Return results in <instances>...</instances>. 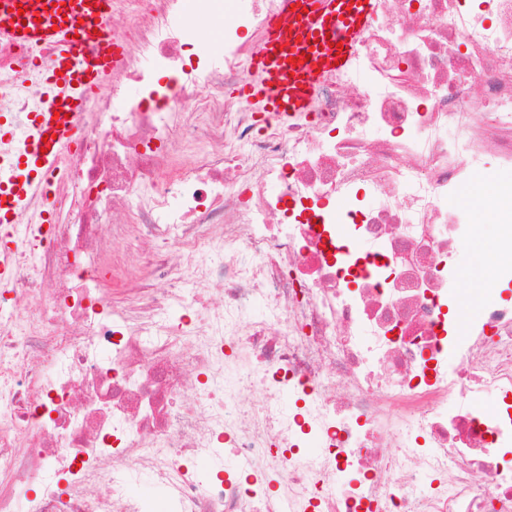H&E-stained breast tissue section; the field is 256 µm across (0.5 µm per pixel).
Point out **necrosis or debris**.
<instances>
[{
	"label": "necrosis or debris",
	"mask_w": 512,
	"mask_h": 512,
	"mask_svg": "<svg viewBox=\"0 0 512 512\" xmlns=\"http://www.w3.org/2000/svg\"><path fill=\"white\" fill-rule=\"evenodd\" d=\"M184 2L114 0L121 69L1 244L0 512H512V303L455 260L486 158L512 201V0H378L284 119L224 92L279 0L220 45ZM36 55L0 42V108Z\"/></svg>",
	"instance_id": "1"
}]
</instances>
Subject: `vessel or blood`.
I'll return each instance as SVG.
<instances>
[{"instance_id":"1","label":"vessel or blood","mask_w":512,"mask_h":512,"mask_svg":"<svg viewBox=\"0 0 512 512\" xmlns=\"http://www.w3.org/2000/svg\"><path fill=\"white\" fill-rule=\"evenodd\" d=\"M376 8V0H282L240 94L270 114L308 111L323 76L350 65ZM111 10L112 0H0V41L50 51L19 65L20 74H41L46 104L4 115L14 148L0 156L1 224L11 223L19 201L42 192V174L75 138L70 117L117 74L124 47L103 24ZM93 17L102 21L95 29L87 25Z\"/></svg>"}]
</instances>
